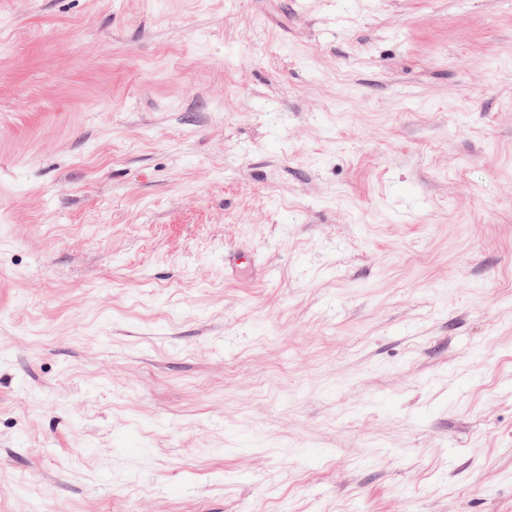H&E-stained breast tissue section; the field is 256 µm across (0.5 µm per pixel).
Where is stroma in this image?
Here are the masks:
<instances>
[{"mask_svg": "<svg viewBox=\"0 0 512 512\" xmlns=\"http://www.w3.org/2000/svg\"><path fill=\"white\" fill-rule=\"evenodd\" d=\"M0 512H512V0H0Z\"/></svg>", "mask_w": 512, "mask_h": 512, "instance_id": "1", "label": "stroma"}]
</instances>
